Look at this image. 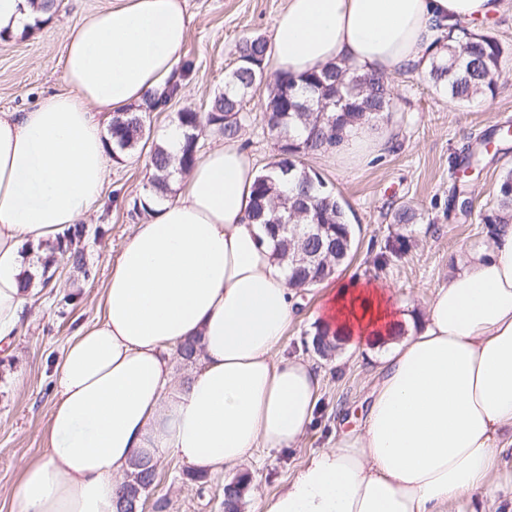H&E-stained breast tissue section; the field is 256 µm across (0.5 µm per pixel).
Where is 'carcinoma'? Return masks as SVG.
<instances>
[{
	"label": "carcinoma",
	"mask_w": 512,
	"mask_h": 512,
	"mask_svg": "<svg viewBox=\"0 0 512 512\" xmlns=\"http://www.w3.org/2000/svg\"><path fill=\"white\" fill-rule=\"evenodd\" d=\"M461 39L446 46L447 54L432 59L426 79L441 94L457 102L494 95V76L503 55L501 43L488 34L459 27ZM269 43L263 36L243 39L238 45L239 63L224 81V90L215 94L204 113L187 106L178 113V125L184 129L180 166L188 169L197 155V134L210 127L225 138L239 135L248 93L265 77ZM180 94L173 83L159 97L149 101L146 110L112 115V155L116 159L135 149L149 135L147 113L164 108ZM393 108V94L386 77L359 74L343 63L324 67L296 79L286 69L275 74L273 87L265 103L264 118L271 129L282 134L279 158L253 187L249 215L258 224L270 226L289 219L294 224H320L322 238L276 239V256L288 261L290 283L299 287L313 281L320 270L334 268L349 258L354 246V229L340 199L321 186V177L302 166L300 158L315 155L339 145L348 126L359 123L375 126ZM150 162L154 168L151 185L167 190L171 176V156L159 145ZM485 224L512 222V170L502 176L497 207L483 215ZM85 232L73 226L58 235L54 253L73 270L89 275L83 250L75 245ZM241 489L238 484L224 487V512H239Z\"/></svg>",
	"instance_id": "carcinoma-1"
}]
</instances>
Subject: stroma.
Returning <instances> with one entry per match:
<instances>
[{
  "label": "stroma",
  "mask_w": 512,
  "mask_h": 512,
  "mask_svg": "<svg viewBox=\"0 0 512 512\" xmlns=\"http://www.w3.org/2000/svg\"><path fill=\"white\" fill-rule=\"evenodd\" d=\"M111 0H56L57 9L36 21L33 33L0 38V112H24L43 97L69 92L63 58L69 33L85 16ZM191 15L187 40L175 67L183 85L180 98L150 114V137L121 160H109V174L78 242L93 274L83 278L60 266L54 288L42 289L30 306L17 336L0 342V512H16L14 492L25 464L43 454L41 436L53 397L52 373L61 348L77 328L96 316L109 274V262L120 254L126 238L142 218L129 202L142 196L152 179L150 153L177 114L192 106L206 111L224 78L237 62V46L247 36L270 37L287 0H183ZM492 22L478 30L495 36L504 48L494 95L460 104L436 92L424 72L389 76L393 109L379 126L389 134L383 152L369 161L348 164L335 150L303 157L344 202L355 230L353 257L342 271L395 285L407 312H421L433 287L448 278L452 260L468 247L485 243L482 213L495 208L498 182L512 169V0ZM271 80L247 97L249 118L241 134L259 168L277 160L279 144L264 119ZM486 142L482 166L468 164V152ZM468 184L470 213L450 206L452 187ZM421 213L419 223L393 221L400 206ZM386 265H378L379 255ZM75 295V306L60 299ZM303 304L288 328L285 352L313 360L321 374L318 409L307 435L289 451H260L248 471L250 484L262 496L276 493L307 455L327 447L338 430L359 425L372 385L368 363L346 355L344 363L322 358L313 349L316 324L309 314L319 289L301 292ZM187 467L164 460L146 494L147 512H224V479L187 480Z\"/></svg>",
  "instance_id": "stroma-1"
}]
</instances>
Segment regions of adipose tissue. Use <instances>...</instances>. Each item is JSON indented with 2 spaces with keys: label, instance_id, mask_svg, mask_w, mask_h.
Here are the masks:
<instances>
[{
  "label": "adipose tissue",
  "instance_id": "1",
  "mask_svg": "<svg viewBox=\"0 0 512 512\" xmlns=\"http://www.w3.org/2000/svg\"><path fill=\"white\" fill-rule=\"evenodd\" d=\"M501 0H287L271 68L300 77L347 62L383 76L425 69L455 23L490 19ZM0 0V35L48 18ZM191 19L180 0H112L70 32L69 92L0 112V341L15 336L35 289L24 247L79 223L107 174L102 113L162 92ZM259 175L243 138L198 154L174 192L149 195L112 264L95 319L63 348L17 512H117L137 459L175 458L202 475L237 474L258 450L292 449L319 401L313 362L284 353L299 308L287 263L248 216ZM313 313L349 351L374 353L361 426L317 450L258 512H462L474 494L507 492L512 453V223L455 258L424 313L393 287L330 276ZM197 340L181 368L179 348Z\"/></svg>",
  "mask_w": 512,
  "mask_h": 512
}]
</instances>
